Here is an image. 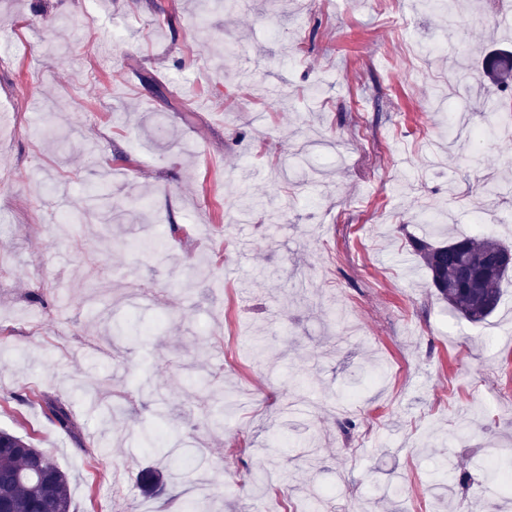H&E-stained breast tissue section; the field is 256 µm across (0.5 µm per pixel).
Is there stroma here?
<instances>
[{
    "label": "stroma",
    "mask_w": 512,
    "mask_h": 512,
    "mask_svg": "<svg viewBox=\"0 0 512 512\" xmlns=\"http://www.w3.org/2000/svg\"><path fill=\"white\" fill-rule=\"evenodd\" d=\"M505 16L0 0V429L67 472L71 512H484L512 452V278L469 323L409 240L428 210L512 243V128L469 144L512 114L482 69ZM148 466L165 496L137 489ZM49 419L62 430L77 436L78 426L69 407L58 400L44 399Z\"/></svg>",
    "instance_id": "35a3bbf8"
}]
</instances>
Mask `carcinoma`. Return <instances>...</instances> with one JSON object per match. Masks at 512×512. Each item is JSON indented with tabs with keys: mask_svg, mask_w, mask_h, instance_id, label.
Here are the masks:
<instances>
[{
	"mask_svg": "<svg viewBox=\"0 0 512 512\" xmlns=\"http://www.w3.org/2000/svg\"><path fill=\"white\" fill-rule=\"evenodd\" d=\"M483 73L492 83L509 86L512 81V51L490 55ZM410 246L425 266L430 283L441 299L459 316L481 323L492 316L502 301V282L512 266L496 269L491 260L508 246L491 235L476 233L447 240L413 238ZM49 419L75 435L77 423L69 407L58 400H45ZM0 499L11 512H70L71 492L67 474L28 440L0 429ZM142 495L161 497L166 484L155 469L145 468L137 477Z\"/></svg>",
	"mask_w": 512,
	"mask_h": 512,
	"instance_id": "carcinoma-1",
	"label": "carcinoma"
}]
</instances>
